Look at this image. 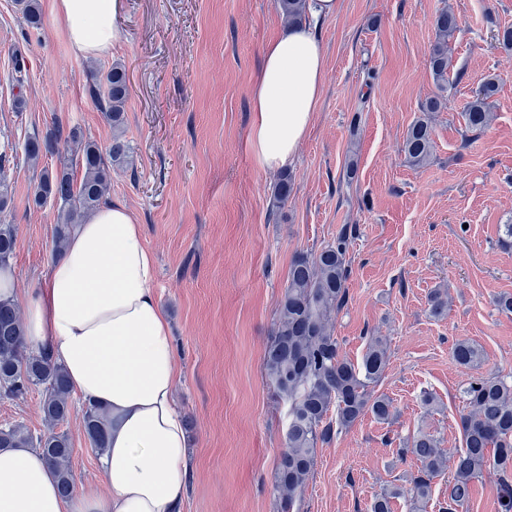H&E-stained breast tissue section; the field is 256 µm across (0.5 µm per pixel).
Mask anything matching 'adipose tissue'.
<instances>
[{
    "instance_id": "ef3b65f1",
    "label": "adipose tissue",
    "mask_w": 512,
    "mask_h": 512,
    "mask_svg": "<svg viewBox=\"0 0 512 512\" xmlns=\"http://www.w3.org/2000/svg\"><path fill=\"white\" fill-rule=\"evenodd\" d=\"M121 0H51L78 56L108 52ZM324 83V57L308 25H291L263 48L251 101L249 148L264 170L291 164L307 138ZM157 260L119 202L76 225L42 290L28 303L32 350L49 347L72 389L104 407V492L64 498L34 448L0 449V512H181L188 440L175 402L180 367L156 296Z\"/></svg>"
}]
</instances>
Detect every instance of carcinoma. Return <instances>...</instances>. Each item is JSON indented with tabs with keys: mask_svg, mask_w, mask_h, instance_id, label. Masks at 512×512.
Instances as JSON below:
<instances>
[{
	"mask_svg": "<svg viewBox=\"0 0 512 512\" xmlns=\"http://www.w3.org/2000/svg\"><path fill=\"white\" fill-rule=\"evenodd\" d=\"M283 16L292 24L307 18V0H278ZM436 39L430 48L429 64L440 94L429 98L423 111L436 112L444 106L441 92L447 89L452 57L449 40L458 28L456 16L443 9L434 18ZM95 81L106 86L108 119L112 127L124 124L129 89L125 69L112 65ZM498 89L489 78L482 92L469 103L465 119L469 129L481 131L490 122L487 100ZM61 131L53 130L44 138H30L24 154L32 164L56 152ZM433 133L428 122L416 121L403 142L407 161L419 166L429 160ZM127 144L114 138L108 153L91 141L77 142L84 170L75 182L67 166L55 172L43 168L35 189L34 202L49 198L62 204L53 233V256H59L74 225L82 223L104 201L111 185L112 165L126 157ZM16 147L0 144V207L8 198L5 171L16 159ZM293 181L284 176L274 185L277 203L288 201ZM355 229L344 226L336 242L309 258H296L288 271V285L279 301L272 341L268 347L264 370L286 404V448L276 468L273 495L279 512H295L303 489L313 472L317 448L330 442L335 430L352 426L367 414L379 421L392 416V401L372 394L371 386L383 376L388 362L385 343L368 340L362 362L354 364L341 358L331 324V315L339 311L347 296L349 275L347 254ZM16 232L11 224H0V269L10 267L15 251ZM24 324L13 298H0V393L18 398L30 388L42 389L41 411L47 431L38 437L21 424L0 427V448H38L55 473L59 489L68 497L74 492L69 468L72 444L69 436L56 431L71 411V387L64 367L55 362L47 348L26 352ZM453 358L471 365L480 359L479 350L468 341L457 342ZM468 411L460 418L463 448L454 460L453 480L448 483V512H458L470 495L471 483L485 468L493 466L502 473L512 471V381L501 377H480L464 389ZM109 419L105 409L90 404L84 414V431L92 448L102 455L107 448ZM409 451L421 463L420 475L413 481V497H428L432 480L439 476L445 461L438 451L437 440L421 433Z\"/></svg>",
	"mask_w": 512,
	"mask_h": 512,
	"instance_id": "1",
	"label": "carcinoma"
}]
</instances>
